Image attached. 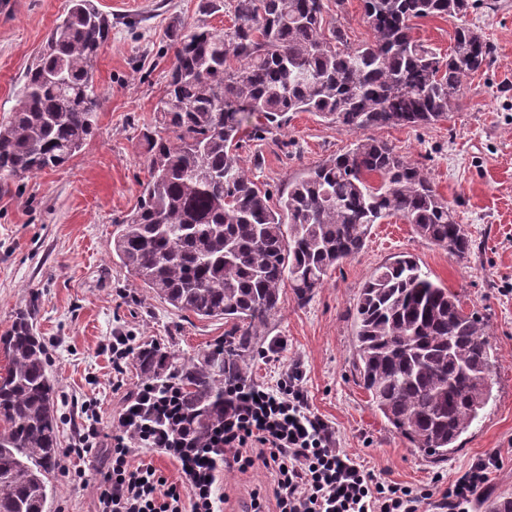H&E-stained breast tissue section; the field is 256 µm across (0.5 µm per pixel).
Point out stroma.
<instances>
[{
  "instance_id": "1",
  "label": "stroma",
  "mask_w": 512,
  "mask_h": 512,
  "mask_svg": "<svg viewBox=\"0 0 512 512\" xmlns=\"http://www.w3.org/2000/svg\"><path fill=\"white\" fill-rule=\"evenodd\" d=\"M112 20L100 50L94 86L100 96L97 129L64 166L21 179L0 178V336L16 312L35 307L57 396L61 448L72 447L87 406L103 421L118 418L141 381L134 364L112 365V339L155 340L194 355L223 338L220 319H201L133 286L112 260L115 223L138 201L143 134L156 116L170 66L171 26L206 19L221 31L231 9L204 16L201 0H95ZM67 0H0V121L17 106L33 55L63 18ZM466 24L481 29L495 50L493 64L466 78L446 121L421 127L375 128L419 165L453 206L474 248L464 259L389 217L373 225L362 252L333 270L307 303L283 288L281 304L262 330L247 380L276 384L289 369L302 373L310 409L328 421L336 445L378 478L416 489L449 484L473 461L500 455L473 512L512 497V0L470 10ZM355 133L308 112L291 116L265 140L239 151L251 176L272 192L331 155L350 148ZM414 256L434 281L450 288L465 311L477 312L497 351L492 398L448 459L434 461L396 434L376 411L355 372L353 312L364 282L397 253ZM104 455L71 456L84 484L53 479L51 512H92ZM224 512L261 498L275 508L276 476L255 466L219 472Z\"/></svg>"
}]
</instances>
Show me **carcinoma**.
Here are the masks:
<instances>
[{
	"instance_id": "obj_1",
	"label": "carcinoma",
	"mask_w": 512,
	"mask_h": 512,
	"mask_svg": "<svg viewBox=\"0 0 512 512\" xmlns=\"http://www.w3.org/2000/svg\"><path fill=\"white\" fill-rule=\"evenodd\" d=\"M362 2L372 37L355 48L324 0H234L224 32L203 20L176 30L165 95L143 134L149 178L137 208L116 224L112 257L136 287L230 325L201 355L153 343L136 354L142 383L175 389L176 435L199 447L224 424V382L246 378L284 284L309 301L385 217L458 259L473 249L433 181L386 141L355 140L276 201L237 154L294 112L350 132L446 120L463 79L491 63L492 45L470 26L457 28L444 56L413 33V21L461 17L474 0ZM111 31L94 0H70L0 124L1 178L59 168L93 135L94 63ZM34 315L17 312L0 336V512H50L49 475L61 453L55 380ZM354 324L357 376L387 424L431 459L456 450L492 396L496 352L483 318L403 254L364 283Z\"/></svg>"
}]
</instances>
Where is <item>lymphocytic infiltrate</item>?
Instances as JSON below:
<instances>
[{"label": "lymphocytic infiltrate", "mask_w": 512, "mask_h": 512, "mask_svg": "<svg viewBox=\"0 0 512 512\" xmlns=\"http://www.w3.org/2000/svg\"><path fill=\"white\" fill-rule=\"evenodd\" d=\"M224 392V427L214 448L170 452L185 476L180 484L136 462L134 454L138 448L165 447L169 439L166 431L141 428L138 406H149L167 420L177 411L172 397L145 386L110 430L90 423L73 451L81 455L108 447L93 512H223L218 467L243 472L258 462L276 474V512H419L421 501L429 499L436 512H471L477 490L496 463L492 456L477 460L450 486L417 491L378 480L337 448L332 427L310 409L298 370H288L271 388L238 380L225 383ZM219 447L224 450L220 457L215 454Z\"/></svg>", "instance_id": "lymphocytic-infiltrate-1"}]
</instances>
